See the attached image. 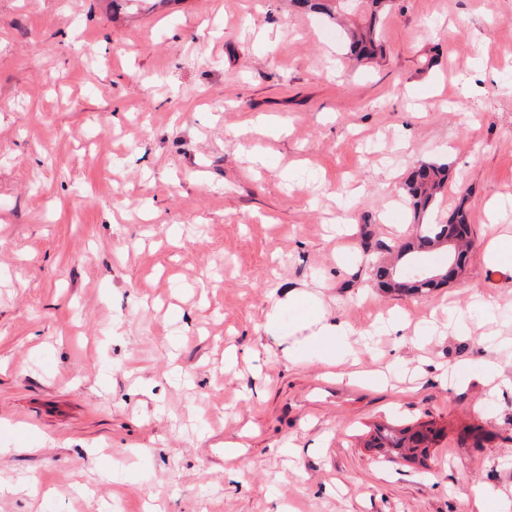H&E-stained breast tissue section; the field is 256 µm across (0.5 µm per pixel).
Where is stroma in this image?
<instances>
[{"label": "stroma", "mask_w": 512, "mask_h": 512, "mask_svg": "<svg viewBox=\"0 0 512 512\" xmlns=\"http://www.w3.org/2000/svg\"><path fill=\"white\" fill-rule=\"evenodd\" d=\"M382 38L352 62L288 0H0V512L512 501V391L484 385L512 377V271L487 257L488 224L512 236V0H398ZM431 157L473 246L397 295L371 267ZM290 292L350 324L354 365L285 358L264 324L293 331ZM394 314L425 344L375 332ZM391 422L440 429L425 464L367 448Z\"/></svg>", "instance_id": "stroma-1"}]
</instances>
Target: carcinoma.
Returning <instances> with one entry per match:
<instances>
[{"label":"carcinoma","mask_w":512,"mask_h":512,"mask_svg":"<svg viewBox=\"0 0 512 512\" xmlns=\"http://www.w3.org/2000/svg\"><path fill=\"white\" fill-rule=\"evenodd\" d=\"M309 10L326 16L334 23L346 15L358 14L360 21L350 24L344 31V42L350 57L357 61L372 62L383 57L382 23L384 15L394 7L396 0H298ZM449 165L446 162H423L416 167L401 186V197L417 225L415 243L419 248L438 249L446 237L448 222L434 213V205L448 185ZM388 251H397L391 264H375L372 273L379 287L400 294H424L442 285V282L422 277L408 288L392 287L400 283L399 270L416 263L422 253L405 252L401 247L383 245ZM441 435L432 423L399 427L393 425L377 430L369 447L404 460H423L429 448Z\"/></svg>","instance_id":"1"}]
</instances>
